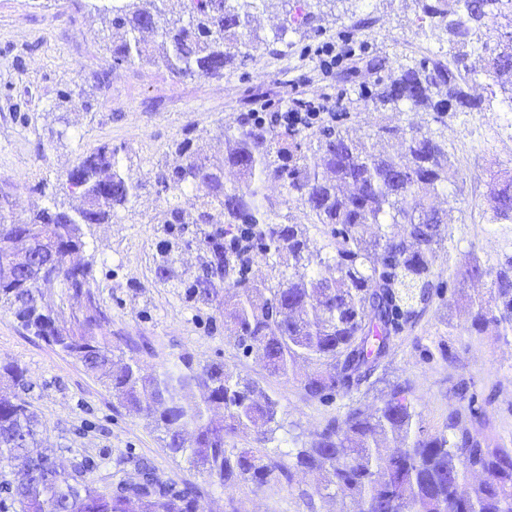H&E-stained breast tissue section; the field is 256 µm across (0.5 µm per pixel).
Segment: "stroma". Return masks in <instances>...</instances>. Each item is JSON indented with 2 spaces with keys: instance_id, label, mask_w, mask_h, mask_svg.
Segmentation results:
<instances>
[{
  "instance_id": "35a3bbf8",
  "label": "stroma",
  "mask_w": 512,
  "mask_h": 512,
  "mask_svg": "<svg viewBox=\"0 0 512 512\" xmlns=\"http://www.w3.org/2000/svg\"><path fill=\"white\" fill-rule=\"evenodd\" d=\"M424 0H264L251 29L271 37L285 14L309 9L312 24L289 31L285 52L260 47L223 77L179 78L162 64L117 65L107 47L120 31L105 35L90 0H0V192L6 212L24 223L56 199L73 211L80 204L66 185L79 156L100 145L119 147L133 170L174 164L172 145L193 129L209 156L224 157L221 127L239 122L256 100L286 107L304 94L341 98L338 127L372 144L379 126L416 125L439 131L448 150V193L435 204L447 215L451 235L438 249L434 270L442 288L414 326L394 336L370 383L320 401L307 398L297 380L271 375L239 350L224 327V314L188 302L182 289L160 283L154 259L163 232L155 222L165 206L154 188L142 191L129 210L85 229L88 249L80 261L94 264L100 297L112 329L144 346L141 363L153 373L182 357L223 362L242 378L274 393L281 404L275 435L280 453L309 441L349 407L373 409L396 386L410 390L424 426L444 430L452 409L481 414L482 436L512 440V341L494 330L467 329V298L482 290L462 281L457 269L477 255L489 267L512 256V223L492 218L491 174L512 171V127L497 107L499 85L481 73L485 50L512 30V14L497 25L473 30L464 60H457L439 20L423 11ZM352 37L362 53L353 67L321 75L316 47ZM458 64L470 75L467 93L480 110L433 113L380 106L378 92L393 74L423 59ZM0 359L17 363L27 397L46 422L48 444L64 465L86 462L98 480L125 462L148 459L160 480L197 486L206 512H307L303 491L316 478L271 475L268 482L222 486L181 459L169 456L152 420L128 413L109 390L73 358L29 336L14 316L0 310Z\"/></svg>"
}]
</instances>
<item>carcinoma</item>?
I'll return each instance as SVG.
<instances>
[{
  "label": "carcinoma",
  "instance_id": "1",
  "mask_svg": "<svg viewBox=\"0 0 512 512\" xmlns=\"http://www.w3.org/2000/svg\"><path fill=\"white\" fill-rule=\"evenodd\" d=\"M164 0H112L104 23L124 31L112 44L115 64L159 61L179 78L222 77L224 69L260 45L285 42L288 23L272 39L252 37L253 11L263 0H184V11L169 18ZM512 7V0H435L424 13L446 24L451 42L465 47L472 25L488 24ZM160 38L158 54L141 35ZM486 58L483 75L512 88V39ZM463 76L444 64L408 68L379 95L381 105L463 112L479 107L463 90ZM224 160L209 157L198 139L184 134L175 144L182 158L172 168L133 173L122 148L107 144L77 159L83 206L73 213L47 206L25 224L0 209V309L21 327L59 347L95 374L132 414L153 417L163 448L175 459L224 486L263 485L277 472L320 477L302 491L309 512L315 499L340 497L358 512H392L397 502L408 512H512V447L490 444L477 430L461 425L459 410L446 430L431 433L409 398L408 387L385 395L371 414L351 407L329 422L288 461L269 456L264 444L278 428L280 401L258 384L235 375L223 363L180 364L154 374L143 371L137 348L115 362L122 348L112 341V317L103 304L92 264L69 257L86 247L84 225L105 224L131 208L139 192L154 182L168 193L158 216L166 238L154 261L155 277L168 282L189 225L205 253L198 270L178 280L195 305L218 304L230 319L227 331L246 355L262 359L273 375L297 376L301 361L318 365L299 380L304 394L321 399L367 382L390 349L391 337L416 321V301L432 296L431 257L447 238L443 214L428 200L448 188V150L431 129L381 126L375 140L399 138L404 151L392 157L368 149L338 128L305 140L296 131L278 132L240 123L222 130ZM280 186L309 209L313 224L327 227L329 243L310 246L307 224H288L265 194ZM194 192L188 210L178 202ZM491 210L497 221L512 222V172L494 175ZM269 269L257 283L245 276L253 251ZM462 278L484 282L485 291L468 300L469 331L493 328L512 338V256L497 268L468 256ZM57 284V300L43 285ZM72 308L61 323L56 308ZM13 387L0 389V493L14 512H205L198 489L164 483L148 462L116 483L87 477L81 463L66 469L43 447L46 424L16 388L23 370L7 362ZM256 433L260 448H240L237 437ZM17 460L29 463L21 486L8 478ZM491 476L469 494L460 491L476 474Z\"/></svg>",
  "mask_w": 512,
  "mask_h": 512
}]
</instances>
